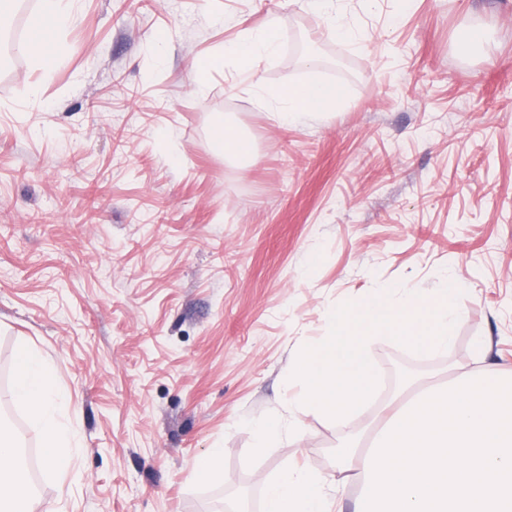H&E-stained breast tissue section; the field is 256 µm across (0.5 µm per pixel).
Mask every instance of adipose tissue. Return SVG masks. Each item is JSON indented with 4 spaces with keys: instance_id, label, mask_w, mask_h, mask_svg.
<instances>
[{
    "instance_id": "obj_1",
    "label": "adipose tissue",
    "mask_w": 512,
    "mask_h": 512,
    "mask_svg": "<svg viewBox=\"0 0 512 512\" xmlns=\"http://www.w3.org/2000/svg\"><path fill=\"white\" fill-rule=\"evenodd\" d=\"M278 49L274 28H266L255 38L228 47L227 52L243 64L247 78L256 79L255 59L272 55ZM340 95L328 85H305L280 91L285 105L274 112L281 125H295L320 114ZM14 397L31 410L36 418L45 448L44 458L56 470L67 469V460L58 453L67 438L53 399L56 375L52 367L29 346H21L16 356ZM335 497L326 478L295 465L283 467L266 482L265 512H334ZM0 512H37L36 502L28 492V473L14 461V443L0 438Z\"/></svg>"
}]
</instances>
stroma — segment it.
<instances>
[{
	"label": "stroma",
	"mask_w": 512,
	"mask_h": 512,
	"mask_svg": "<svg viewBox=\"0 0 512 512\" xmlns=\"http://www.w3.org/2000/svg\"><path fill=\"white\" fill-rule=\"evenodd\" d=\"M341 6L344 39L307 0H71L51 74L20 48L0 69V370L39 349L75 436L66 472L37 465L39 512L260 510L285 464L336 480V449L369 443L405 380L512 374V0ZM270 26L254 85L225 47ZM308 83L343 96L275 122L261 93ZM222 122L252 161L225 160ZM452 279L448 350L377 337L365 412L293 406L327 309ZM268 417L282 433L255 449ZM223 457V449L210 448L193 460L192 467L198 475L212 478L218 474Z\"/></svg>",
	"instance_id": "35a3bbf8"
}]
</instances>
